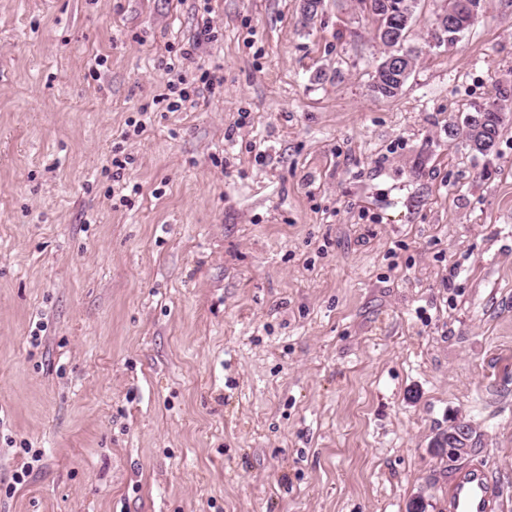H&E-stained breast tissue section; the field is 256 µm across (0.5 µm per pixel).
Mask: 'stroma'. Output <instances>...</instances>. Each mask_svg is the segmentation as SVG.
<instances>
[{
	"instance_id": "1",
	"label": "stroma",
	"mask_w": 512,
	"mask_h": 512,
	"mask_svg": "<svg viewBox=\"0 0 512 512\" xmlns=\"http://www.w3.org/2000/svg\"><path fill=\"white\" fill-rule=\"evenodd\" d=\"M301 3L211 0L172 112L198 0H0V512H448L465 471L512 512V120L464 126L512 112V0L449 46L420 0L391 98L372 17ZM403 53H404V51L397 50L396 52H392V53L388 54L384 59L382 58L383 61L382 60L380 61V63L376 67V71L373 76L372 90L374 93H376L377 95H380L382 97H394L399 93V91L405 84L406 80L408 79L412 69L410 70V72L408 73L406 78L404 79L403 83L399 86L397 84L398 81L394 78L386 77L385 79H382L381 77H383L384 74L380 72V67L386 61V59L391 56L387 60L384 69H389V68L395 69L396 67L399 66V64H400L399 60L403 59V57H401L399 55H394V54H403ZM392 55H394V56H392ZM505 114L502 108L492 106L476 110L467 118L466 139L473 152L488 156L496 150ZM466 422L469 424L468 432L473 445V434L475 431L473 430L470 423L468 421ZM464 425L465 424L462 421H456L448 424V433L442 434L439 437L434 447L432 448V451L435 454H448L456 458L465 457L470 448L468 441L469 435L467 434V430ZM448 445H451L454 448H448Z\"/></svg>"
}]
</instances>
